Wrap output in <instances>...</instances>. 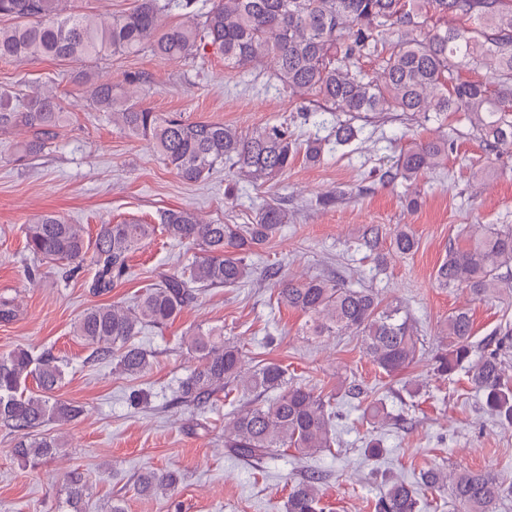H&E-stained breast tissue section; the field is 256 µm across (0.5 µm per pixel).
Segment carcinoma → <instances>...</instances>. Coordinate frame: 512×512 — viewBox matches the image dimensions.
Returning a JSON list of instances; mask_svg holds the SVG:
<instances>
[{"mask_svg":"<svg viewBox=\"0 0 512 512\" xmlns=\"http://www.w3.org/2000/svg\"><path fill=\"white\" fill-rule=\"evenodd\" d=\"M66 0H0V60L52 59L78 63L89 57L150 51L160 58H190L211 47L224 56V68L240 69L265 59L283 90L307 99L306 114L323 138L304 143L285 122H269L244 134L220 123L165 116L139 101L118 96L110 83H97L91 98L100 112L133 136L149 138L161 159L186 183L206 180L219 165L248 181L264 185L288 171L302 154L320 163L326 146L346 147L365 125L388 112L448 117L461 112L490 155L512 150V0H135L133 9L110 22H96L80 12H65ZM179 18L168 22L173 11ZM459 24H448V17ZM362 58L379 61L378 76L358 68ZM494 63L486 82L460 79L464 68ZM349 119L343 121L339 113ZM360 124H354V121ZM65 123L56 95L46 92L15 103L0 98V127L22 125L33 137L17 149L25 162L55 139ZM448 157V139L419 143L396 159L390 181L415 179L440 168ZM288 212L278 203L265 206L253 224L200 221L188 210L160 216L163 233L203 252L188 271L168 273L145 289L134 305L96 304L75 326V335L93 349L94 357L112 359L124 374L139 376L151 366L150 354L134 342L145 325L160 328L175 321L205 288L236 287L253 268L245 252L267 244ZM155 232L152 224H103L96 239L85 238L82 226L44 214L26 225V248L35 259L95 267L90 290L110 292L124 276L127 261ZM382 228L371 225L362 245L378 249ZM463 242L448 245L437 269L441 288H466L486 298L512 277V229L472 224ZM393 251L409 255L418 239L398 228L390 235ZM280 303L307 314L309 336L360 338L367 354L388 376L416 363L421 353L408 311L399 302L383 303L378 293L357 288L341 277L321 275L281 281ZM442 334L448 343L433 356L441 376L464 372L482 395L484 408L499 425L512 428V377L506 374L512 352V327L478 345L473 341L469 311L448 314ZM183 345L198 366L181 382L179 399L205 409L220 391L240 394L242 405L224 431V447L244 462L273 458L292 448L299 455L331 450L336 406L333 397L288 381L287 369L266 361L250 370L243 348L213 329H191ZM65 370L62 359L47 351L38 356L22 346L0 356V423L16 435L13 453L28 465L54 457L64 442L43 430L50 422L76 419L79 406L54 398ZM36 391L27 389L28 378ZM365 415L373 424L390 419L384 404L371 401ZM323 474L311 469L293 481L285 512H322ZM180 482L175 471L138 475L137 490L148 497L171 496ZM91 485L85 473L66 477V506L83 512ZM425 490L447 492L459 512H495L497 502L512 494L492 471L439 468L424 471L415 483L387 477L376 512H420Z\"/></svg>","mask_w":512,"mask_h":512,"instance_id":"obj_1","label":"carcinoma"}]
</instances>
